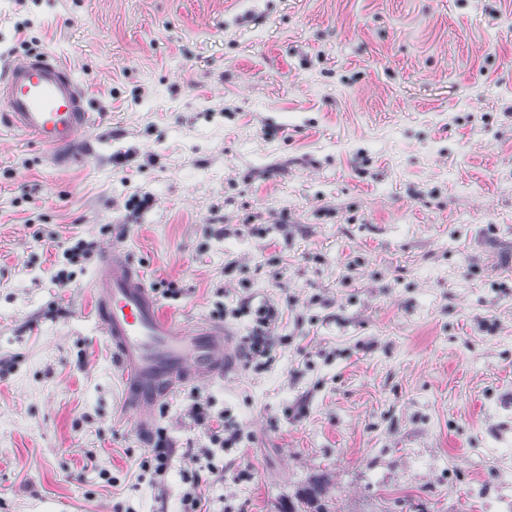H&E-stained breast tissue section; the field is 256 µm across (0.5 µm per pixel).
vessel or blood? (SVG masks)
I'll return each instance as SVG.
<instances>
[{"label":"vessel or blood","mask_w":512,"mask_h":512,"mask_svg":"<svg viewBox=\"0 0 512 512\" xmlns=\"http://www.w3.org/2000/svg\"><path fill=\"white\" fill-rule=\"evenodd\" d=\"M0 102L9 125L47 150L55 166L80 162L78 148L92 115L85 90L56 54L32 52L1 68ZM90 292L123 372L126 407L136 415L141 434L151 433V411L176 384L222 377L234 362L233 331L176 324L120 247L104 254Z\"/></svg>","instance_id":"vessel-or-blood-1"}]
</instances>
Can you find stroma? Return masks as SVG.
<instances>
[{
    "label": "stroma",
    "mask_w": 512,
    "mask_h": 512,
    "mask_svg": "<svg viewBox=\"0 0 512 512\" xmlns=\"http://www.w3.org/2000/svg\"><path fill=\"white\" fill-rule=\"evenodd\" d=\"M42 50L94 152L58 169L0 123V512H183L197 396L245 435L209 512H281L317 476L333 512H512V0H0V64ZM74 236L177 283L179 323L284 311L267 368L153 410L163 477ZM70 246H68L63 256L68 263L79 261H90L96 252V242L86 238H72ZM151 447L148 456L141 461L140 467L144 471L151 470L157 475H163L169 467L170 460L174 454V448L172 444L165 440L163 435Z\"/></svg>",
    "instance_id": "obj_1"
}]
</instances>
